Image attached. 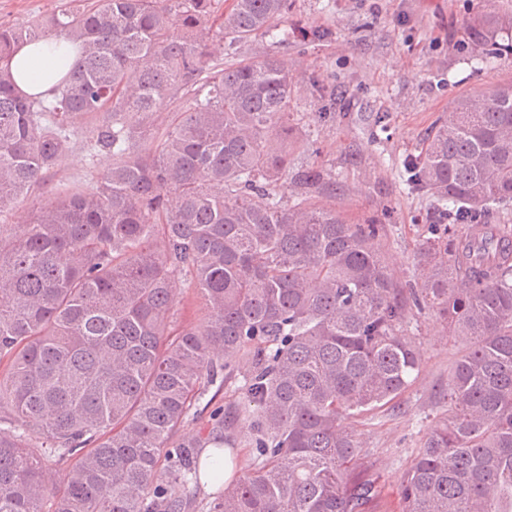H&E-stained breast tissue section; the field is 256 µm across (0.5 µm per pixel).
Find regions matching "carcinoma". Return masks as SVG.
I'll return each mask as SVG.
<instances>
[{
	"label": "carcinoma",
	"instance_id": "obj_1",
	"mask_svg": "<svg viewBox=\"0 0 512 512\" xmlns=\"http://www.w3.org/2000/svg\"><path fill=\"white\" fill-rule=\"evenodd\" d=\"M288 8L231 0L217 24L215 0H65L0 25V214L40 189L72 136L112 157L91 187L0 224V512H372L382 487L348 420L413 382L414 309L465 349L402 512H512V232L481 223L512 200V83L458 98L407 163L442 208L399 288L379 225L336 213L320 171L295 175L291 205L279 197L293 72L237 48L276 37ZM473 28L488 60L512 58L494 14ZM52 37L78 62L52 100L18 95L15 49ZM174 102L185 108L161 132L125 121ZM462 218L481 230L455 234ZM179 283L203 321H179ZM232 381L225 409L198 421ZM190 421L197 436L179 439ZM238 422L253 432L245 466L224 456ZM200 448L222 485L206 502ZM53 464L66 465L58 488Z\"/></svg>",
	"mask_w": 512,
	"mask_h": 512
}]
</instances>
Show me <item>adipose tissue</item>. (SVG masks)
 Here are the masks:
<instances>
[{
	"mask_svg": "<svg viewBox=\"0 0 512 512\" xmlns=\"http://www.w3.org/2000/svg\"><path fill=\"white\" fill-rule=\"evenodd\" d=\"M78 59L73 45L51 38L17 48L10 62L16 88L26 97L47 98Z\"/></svg>",
	"mask_w": 512,
	"mask_h": 512,
	"instance_id": "ef3b65f1",
	"label": "adipose tissue"
}]
</instances>
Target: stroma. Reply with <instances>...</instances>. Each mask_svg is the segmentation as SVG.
Returning a JSON list of instances; mask_svg holds the SVG:
<instances>
[{
	"label": "stroma",
	"instance_id": "35a3bbf8",
	"mask_svg": "<svg viewBox=\"0 0 512 512\" xmlns=\"http://www.w3.org/2000/svg\"><path fill=\"white\" fill-rule=\"evenodd\" d=\"M482 9V0H291L277 37L257 36L240 50L292 66L288 124L301 146L288 171H321L345 218L382 224V255L401 288L415 280V255L431 231L427 216L438 208L400 178L403 161L457 98L512 82V63L484 62L485 48L471 35ZM324 89L335 91V105L324 106ZM111 163L73 139L45 188L87 187ZM406 330L421 355L414 381L358 423L384 488L375 512H400V481L448 415V381L460 352L433 312H411Z\"/></svg>",
	"mask_w": 512,
	"mask_h": 512
}]
</instances>
